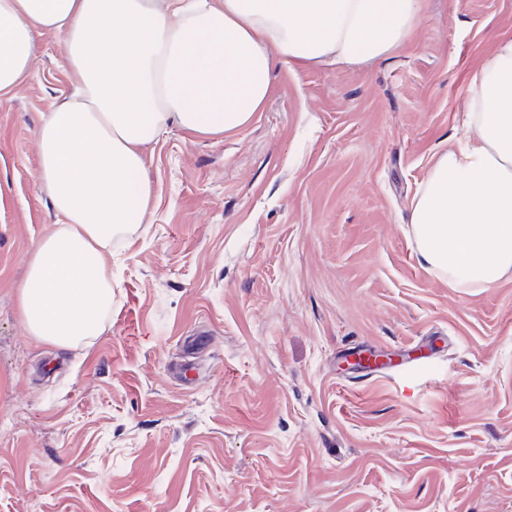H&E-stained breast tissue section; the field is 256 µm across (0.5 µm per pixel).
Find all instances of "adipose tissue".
Wrapping results in <instances>:
<instances>
[{
	"label": "adipose tissue",
	"mask_w": 512,
	"mask_h": 512,
	"mask_svg": "<svg viewBox=\"0 0 512 512\" xmlns=\"http://www.w3.org/2000/svg\"><path fill=\"white\" fill-rule=\"evenodd\" d=\"M421 0H0V95L66 36L73 87L43 119L39 168L60 217L18 292L30 336L68 348L112 309L106 257L152 197L143 150L169 127L218 136L261 111L276 61L355 65L400 50ZM471 141L437 158L409 225L418 263L452 288L512 279V35L473 78Z\"/></svg>",
	"instance_id": "adipose-tissue-1"
}]
</instances>
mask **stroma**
<instances>
[{
  "label": "stroma",
  "instance_id": "1",
  "mask_svg": "<svg viewBox=\"0 0 512 512\" xmlns=\"http://www.w3.org/2000/svg\"><path fill=\"white\" fill-rule=\"evenodd\" d=\"M505 34L512 0H422L399 52L279 62L249 125L170 128L104 330L66 349L18 302L59 222L38 130L71 89L63 35H37L0 98V512H512V279L449 287L405 232Z\"/></svg>",
  "mask_w": 512,
  "mask_h": 512
}]
</instances>
